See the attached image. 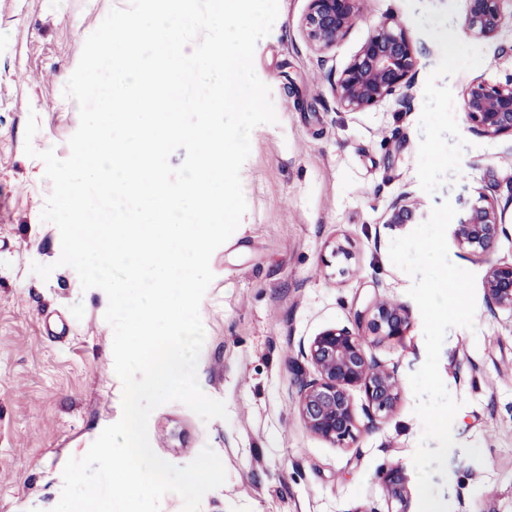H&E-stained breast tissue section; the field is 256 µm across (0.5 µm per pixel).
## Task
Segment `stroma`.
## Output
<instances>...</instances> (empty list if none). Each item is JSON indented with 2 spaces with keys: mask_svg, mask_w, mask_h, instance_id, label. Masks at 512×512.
<instances>
[{
  "mask_svg": "<svg viewBox=\"0 0 512 512\" xmlns=\"http://www.w3.org/2000/svg\"><path fill=\"white\" fill-rule=\"evenodd\" d=\"M128 0H0V512H51L62 471L122 414L113 329L105 292L82 290L58 266V228L41 221L52 186L41 160L24 152L36 117V150L67 158L79 125L63 90L84 42ZM464 0H365L361 20L335 48L313 51L301 20L308 0H279V14L254 54L269 86L276 124L250 135L241 170L247 210L210 259L214 279L200 304L205 342L200 385L223 400L227 419L202 421L172 402L150 416L154 452L176 466L204 446L221 457L227 480L200 512H390L382 476L402 469L408 510L418 512L412 456L422 435L409 376L425 361L421 314L406 336L376 351L396 368L400 404L371 420L353 390L359 432L348 447L312 434L297 407L293 362L330 328L352 327L374 297L411 304L412 279L393 265V239L412 225L386 223L401 194L434 205L493 195L505 232L493 255L449 243L450 260L483 278L489 259L512 261V139L468 130L460 91L475 78L512 79V23L491 40L468 36ZM403 23L421 48L413 95L361 112L341 109L338 74L373 27ZM352 257L331 254L335 244ZM53 265L48 280L33 263ZM474 329L450 328L439 372L461 407L445 476H433L451 512H512V312L490 309L476 288ZM72 323L67 342L49 339L44 320Z\"/></svg>",
  "mask_w": 512,
  "mask_h": 512,
  "instance_id": "stroma-1",
  "label": "stroma"
}]
</instances>
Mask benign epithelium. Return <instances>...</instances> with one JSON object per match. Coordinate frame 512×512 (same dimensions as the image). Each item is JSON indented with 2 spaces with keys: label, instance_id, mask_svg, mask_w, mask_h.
<instances>
[{
  "label": "benign epithelium",
  "instance_id": "benign-epithelium-1",
  "mask_svg": "<svg viewBox=\"0 0 512 512\" xmlns=\"http://www.w3.org/2000/svg\"><path fill=\"white\" fill-rule=\"evenodd\" d=\"M503 0H466L462 19L464 30L476 39L495 38L512 21L502 7ZM363 0H309L301 27L311 47L324 52L335 47L362 16ZM408 29L386 18L374 26L348 65L337 78L333 91L338 105L347 112H361L395 98L410 97L420 60ZM461 110L468 127L488 137L512 138V79L491 84L473 79L460 92ZM420 202L408 194L394 200L385 213L387 224H412ZM504 232L497 200L479 194V201L467 205L463 216L452 225L451 236L460 246L492 252ZM485 298L493 309L512 311V262H489L483 276ZM355 329L333 328L316 335L302 360L294 362L299 375L311 366L316 377L303 382L298 413L314 434L343 445L359 430L351 390L363 392L365 410L380 417L395 412L401 400V382L395 368L377 360L379 345L399 340L412 323L409 307L385 299L370 302L354 312ZM388 500L407 512L405 478L398 469L383 480Z\"/></svg>",
  "mask_w": 512,
  "mask_h": 512
}]
</instances>
